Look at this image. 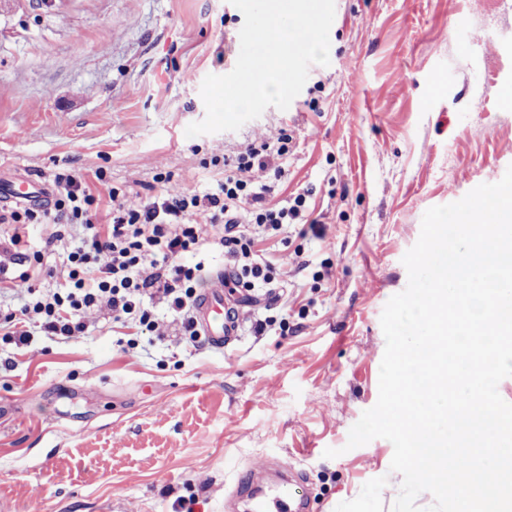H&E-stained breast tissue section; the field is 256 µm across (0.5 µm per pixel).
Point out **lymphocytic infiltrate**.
<instances>
[{
  "instance_id": "lymphocytic-infiltrate-1",
  "label": "lymphocytic infiltrate",
  "mask_w": 512,
  "mask_h": 512,
  "mask_svg": "<svg viewBox=\"0 0 512 512\" xmlns=\"http://www.w3.org/2000/svg\"><path fill=\"white\" fill-rule=\"evenodd\" d=\"M292 151L293 137L286 131L256 134L242 149L224 155L217 190L204 196L173 184L153 200L130 204L112 186L103 196L93 192L92 182L105 180L103 171L88 178L66 169L56 175L54 196L45 207H0V224L12 227L0 248L21 268L12 282L0 284V298L21 302L19 308L0 311V341L27 345L33 324L45 335L68 341L85 335L88 313L104 311L136 335L172 333L199 346L193 308L203 268L189 264L188 253L210 243L221 246L230 270L225 287L252 291L271 284L276 272L257 254L259 242L291 224L301 238L319 230L310 217L308 192L296 193L283 206L267 199L268 177L284 175L283 162ZM34 224L56 227L39 251L29 247ZM67 227L82 229L80 246L66 242ZM46 251L59 258L54 270L59 283L45 294L35 287L29 269ZM158 301L171 311L169 323L159 322Z\"/></svg>"
}]
</instances>
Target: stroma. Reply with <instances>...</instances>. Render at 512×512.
Wrapping results in <instances>:
<instances>
[{
    "label": "stroma",
    "mask_w": 512,
    "mask_h": 512,
    "mask_svg": "<svg viewBox=\"0 0 512 512\" xmlns=\"http://www.w3.org/2000/svg\"><path fill=\"white\" fill-rule=\"evenodd\" d=\"M243 23L230 0H0V207L25 179L52 194L65 168L105 169L134 202L160 172L202 196L213 155L283 128L296 149L271 199L310 190L325 228L280 246L279 302L224 351L141 336L125 352L94 313L67 343L0 342L9 512H248L237 493L262 460L302 472L288 494L314 512H391L392 444H345L378 400L380 317L425 211L512 166V0H335L330 63L287 110L187 137Z\"/></svg>",
    "instance_id": "stroma-1"
}]
</instances>
